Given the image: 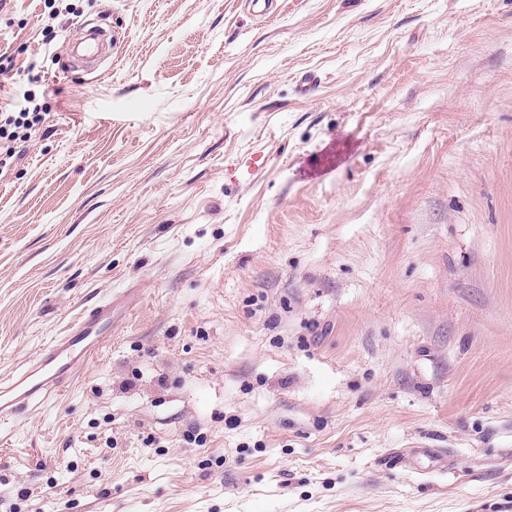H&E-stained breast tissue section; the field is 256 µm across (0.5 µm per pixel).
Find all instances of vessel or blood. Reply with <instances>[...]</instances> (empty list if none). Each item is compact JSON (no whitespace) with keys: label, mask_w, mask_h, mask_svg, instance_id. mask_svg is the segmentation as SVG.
I'll return each mask as SVG.
<instances>
[{"label":"vessel or blood","mask_w":512,"mask_h":512,"mask_svg":"<svg viewBox=\"0 0 512 512\" xmlns=\"http://www.w3.org/2000/svg\"><path fill=\"white\" fill-rule=\"evenodd\" d=\"M114 324L112 300L82 309L61 336L41 347L17 370L0 378V420H14L65 392L76 369L111 341Z\"/></svg>","instance_id":"1"}]
</instances>
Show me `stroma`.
I'll use <instances>...</instances> for the list:
<instances>
[{
  "label": "stroma",
  "mask_w": 512,
  "mask_h": 512,
  "mask_svg": "<svg viewBox=\"0 0 512 512\" xmlns=\"http://www.w3.org/2000/svg\"><path fill=\"white\" fill-rule=\"evenodd\" d=\"M1 53L0 374L116 323L0 512H512V0H0ZM42 115L36 103L23 111L0 113V168L11 165L18 144L25 142L28 130L41 122Z\"/></svg>",
  "instance_id": "35a3bbf8"
}]
</instances>
